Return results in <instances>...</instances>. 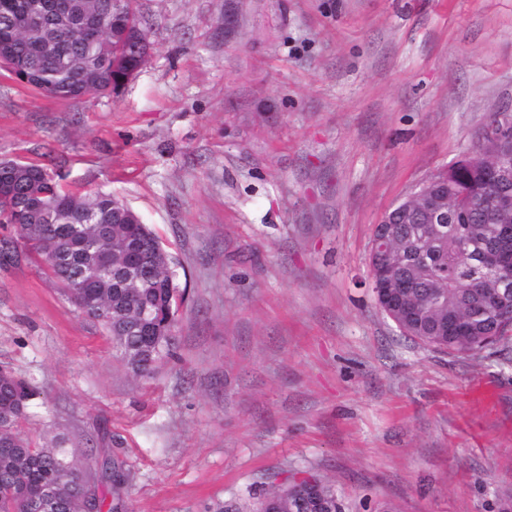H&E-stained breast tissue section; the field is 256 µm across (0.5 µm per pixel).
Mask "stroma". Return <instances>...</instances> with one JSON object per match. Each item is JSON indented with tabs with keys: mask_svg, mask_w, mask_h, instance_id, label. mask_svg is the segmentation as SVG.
Masks as SVG:
<instances>
[{
	"mask_svg": "<svg viewBox=\"0 0 512 512\" xmlns=\"http://www.w3.org/2000/svg\"><path fill=\"white\" fill-rule=\"evenodd\" d=\"M137 11L151 49L118 93L60 101L0 71V160L160 237L178 359L134 375L41 258L0 261V368L38 391L21 435L119 453L130 512H247L260 482L310 475L342 512H512V347H422L367 265L384 213L512 105V0Z\"/></svg>",
	"mask_w": 512,
	"mask_h": 512,
	"instance_id": "1",
	"label": "stroma"
}]
</instances>
